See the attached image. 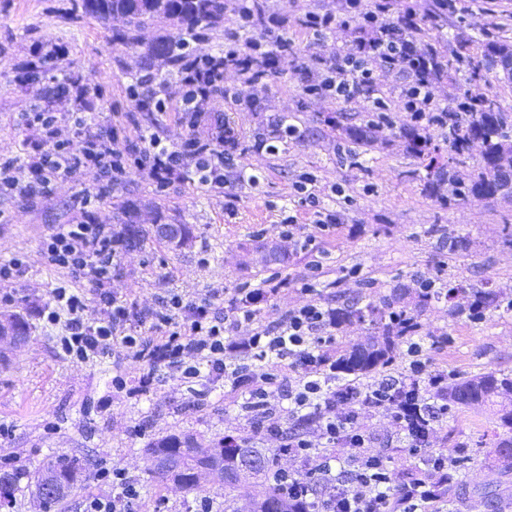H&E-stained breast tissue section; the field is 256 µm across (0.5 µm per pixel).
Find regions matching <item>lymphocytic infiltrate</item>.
Masks as SVG:
<instances>
[{
  "label": "lymphocytic infiltrate",
  "instance_id": "1",
  "mask_svg": "<svg viewBox=\"0 0 512 512\" xmlns=\"http://www.w3.org/2000/svg\"><path fill=\"white\" fill-rule=\"evenodd\" d=\"M228 2L223 50L180 57L179 104L164 96L163 83L147 76L133 79L126 88L134 104L151 102L160 115L177 112L179 122L189 128L180 144L153 133L147 147L132 151L123 145L121 123L101 126L96 113L49 108L22 112L18 123L33 136L19 154L0 155V195L32 202L49 194L59 176L86 172L95 173L113 192L123 190L133 172L147 176L161 192L176 180L215 189L230 179L256 184L258 175L236 162L238 138L217 104L227 100L254 108L265 90L267 68L279 58H296L297 52L286 18L261 7V0ZM455 8L454 0H431L422 14L414 7L398 10L397 0H371L367 6L362 0H342L339 12H306L297 20L303 33L320 40L348 26L352 38L335 57H319L314 66L305 67L304 94L332 102H363L368 122L377 125L402 122L446 129L450 115L435 102L431 88L447 76L448 59L419 39L416 30L424 16H445ZM229 69L251 87L250 95L225 88ZM94 201L93 195H85L81 220L57 225L42 242L50 266L86 281L104 306L103 318L88 321L85 298L72 291L69 281L54 289L52 305L40 315L49 324L64 326L57 340L59 354L86 362L118 342L133 357L175 368L185 380L203 373L234 386L247 380L251 406L267 401L269 386L285 381L287 371L297 372L287 391L288 413L295 417L312 408L318 417L313 428L288 435L277 425L267 428L300 463L296 470H274L282 494L309 512H439L462 449L430 456L418 473L394 474L388 457L368 453L374 436L357 425L352 405L363 397L372 406L389 408L407 447L418 453L426 448L431 429L447 417L444 404L417 403L393 379L366 388L351 382L335 387V374L324 362L336 347L334 326L329 311L315 305L288 311L276 324L254 329L241 343H230L229 335L254 320L252 307L267 294L263 287L242 289L240 301L220 316L212 313L209 299L186 303L172 296L163 309H148L137 317L160 333L158 341H145L126 301L112 289V271L125 240L111 225L94 222L89 212ZM234 349L251 361L276 360L278 367L258 374L250 364L228 365L226 354ZM95 479L105 492L86 498L83 512H131L139 489L124 468L100 467Z\"/></svg>",
  "mask_w": 512,
  "mask_h": 512
}]
</instances>
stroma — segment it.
Segmentation results:
<instances>
[{"label": "stroma", "mask_w": 512, "mask_h": 512, "mask_svg": "<svg viewBox=\"0 0 512 512\" xmlns=\"http://www.w3.org/2000/svg\"><path fill=\"white\" fill-rule=\"evenodd\" d=\"M465 16H448L432 31L443 54L455 56L462 40L479 51L475 39L483 25L495 26L512 43V0H495L494 15L483 14L484 0H467ZM124 21L103 24L73 7L72 0H0V154H14L29 132L17 126L18 113L38 104L49 92L52 77L38 87L19 84L16 72L35 47L57 45L63 56L60 71L91 76L101 89L91 109L102 125L119 120L129 127L126 145L147 147L146 137L158 130L171 143L180 144L186 125L174 116L153 119L128 99L126 87L143 70L147 44L160 32L148 27L142 43L133 48L117 45L113 37ZM266 91L259 111L233 112L229 121L241 134V165L255 170L258 184L230 182L213 190L174 182L157 193L144 177L129 175L124 193L101 192L95 174L56 179L51 192L37 204L1 197L0 209L9 216L0 224V261L23 252L28 264L16 279L12 312L29 326L26 341L11 347L0 340V467L19 466L39 471L49 458H79L82 480L59 505L58 512H82L85 497L100 493L93 475L99 463L118 465L135 477L140 497L133 512H189L195 496L210 497L216 512L224 508V485L201 481L198 490L184 489L170 480L152 477L143 453L151 442L168 436H190L214 447L225 437L273 454L280 445L268 435V424L289 429L288 403L280 389H272L271 418L246 413L244 389L224 382L180 381L168 367L150 369L128 357L120 343L104 354L80 363L59 356L55 332L44 327L39 311L52 301V291L63 275L48 264L40 241L58 224L82 218V198L97 197L94 217L114 229L133 225L138 244L126 247L112 273V289L134 310L161 307L171 294L184 300L209 298L221 312L238 288L259 286L269 277L284 280L278 293L255 307L252 326L278 322L293 309L307 305L336 308L366 295L379 300L399 284L410 285L421 276L458 277L479 288L502 292L512 299V245L502 238L503 225L512 224V200L458 202L442 206L423 191L427 172L422 160L410 154L404 138L363 148L350 162L346 128L360 125L363 115L350 105L336 106L303 95L304 74L299 65L270 67L263 79ZM496 96L512 113V81L490 72L472 81L466 74L449 73L433 88L435 100L452 104L462 93ZM296 116L300 133L276 154L256 151L253 132L282 115ZM304 173L313 174L326 208L339 212L331 231H320L312 210L294 201L291 184ZM344 196H337V189ZM297 219L294 238L283 234L285 217ZM160 224H184L191 231L186 246L178 247L157 236ZM436 225L456 231L469 241L467 249L448 254L429 230ZM318 267L315 291L304 293L299 282L311 267ZM423 356L435 373L458 376L486 370L512 373V310L494 311L483 322L453 318L448 307L437 304L423 318ZM447 334L448 345L436 347L434 336ZM136 380L152 375L148 392H118L112 387L115 372ZM494 414L473 406L449 411L429 438L433 452H451L467 444L470 456L459 467L460 478L449 497L468 512H506L512 507V471L503 472L491 459L489 441Z\"/></svg>", "instance_id": "1"}]
</instances>
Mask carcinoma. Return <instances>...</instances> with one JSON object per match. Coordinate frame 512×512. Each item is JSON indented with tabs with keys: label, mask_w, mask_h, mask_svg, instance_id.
Returning <instances> with one entry per match:
<instances>
[{
	"label": "carcinoma",
	"mask_w": 512,
	"mask_h": 512,
	"mask_svg": "<svg viewBox=\"0 0 512 512\" xmlns=\"http://www.w3.org/2000/svg\"><path fill=\"white\" fill-rule=\"evenodd\" d=\"M84 12L99 22L114 17L125 21V28L115 35V41L125 46L139 42V33L149 25L163 28L178 27L179 36L159 35L149 48V59L178 67L180 38L199 37L224 20L225 0H81ZM466 72L470 78L482 77L489 71L492 59L512 57V45L499 39L487 41L481 54H465ZM479 103L462 125L448 127L442 133L448 143L452 164L443 163L432 156L426 164L429 179L425 191L441 204L452 206L470 198L477 200L509 199L511 192L503 191L493 178V171L501 164H512V117L502 111L494 96L474 98ZM350 141L356 145L373 147L391 136L405 138L407 148L422 154L429 137L424 127L382 129L356 126L347 130ZM481 144L478 168L462 174L457 166L466 163L471 147ZM448 304L452 314L473 318L500 306L498 292L476 288L462 280L448 281L428 292L419 288L398 286L379 302H366L338 307L331 311L336 328L357 323H369L373 335L364 344L336 350L333 360L336 379L354 381L370 377L392 365L400 349L421 335L422 317L435 304ZM432 396L445 400L459 409L473 405H486L495 415L493 447L503 466L512 469V374L488 370L467 377H448L441 386L427 385L419 390V401ZM152 472L182 484L189 490L198 488L200 479L210 476L224 482V497H229L238 484L251 474L267 473L277 465L255 448H248L230 440L220 448H204L190 437H169L158 440L145 449ZM81 472L78 459L60 456L34 477L36 496L42 506L52 508L71 491ZM18 473L0 474V499L14 495ZM252 512H304L293 506L276 487L264 485L252 503Z\"/></svg>",
	"instance_id": "1"
}]
</instances>
